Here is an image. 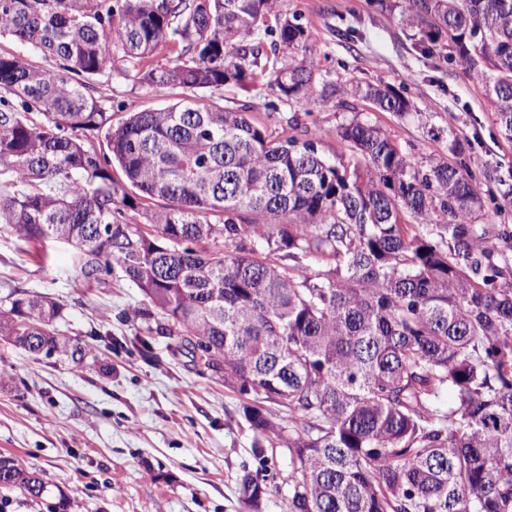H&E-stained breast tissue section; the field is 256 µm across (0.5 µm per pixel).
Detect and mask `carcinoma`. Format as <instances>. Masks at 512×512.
I'll return each instance as SVG.
<instances>
[{
    "label": "carcinoma",
    "mask_w": 512,
    "mask_h": 512,
    "mask_svg": "<svg viewBox=\"0 0 512 512\" xmlns=\"http://www.w3.org/2000/svg\"><path fill=\"white\" fill-rule=\"evenodd\" d=\"M401 21L428 28L430 55L448 43L512 140V0H406ZM273 24L290 50L312 39L278 0H0V37L47 62L0 52V229L37 252L71 246L88 286L118 263L162 314L156 332L252 398L258 459L266 442L287 449L288 512H512V226L478 224L487 199L512 210V184L476 176L470 139L423 167L353 119L338 129L363 159L349 166L304 134L272 136L243 106L187 98L115 125L90 91L119 71L194 94L267 76L290 103L335 94L305 61L269 71L252 36ZM363 99L411 107L389 86ZM256 235L261 251L246 248ZM60 319V304L14 289L0 337L78 364ZM0 484L46 490L8 456ZM240 486L241 507L258 506V477Z\"/></svg>",
    "instance_id": "1"
}]
</instances>
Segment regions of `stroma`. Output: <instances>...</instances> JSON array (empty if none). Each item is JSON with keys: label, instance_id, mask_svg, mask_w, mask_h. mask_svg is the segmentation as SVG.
<instances>
[{"label": "stroma", "instance_id": "stroma-1", "mask_svg": "<svg viewBox=\"0 0 512 512\" xmlns=\"http://www.w3.org/2000/svg\"><path fill=\"white\" fill-rule=\"evenodd\" d=\"M279 5L313 40L290 50L261 29L254 42L282 66L312 61L316 79L339 86L340 94L290 105L264 79L247 91L205 92V102L247 105L275 134L298 117L321 153L351 164L359 156L338 129L356 117L423 165L451 136L467 137L473 172L512 176V141L500 135L482 83L446 54H423L424 31L399 19L402 0ZM369 84L394 87L412 109L397 115L351 95ZM95 95L117 124L129 107L166 108L186 93L116 76L99 79ZM48 251L49 260L37 262L27 243L0 229V297L18 287L57 301L59 329L88 353L77 368L0 339V454L50 488L40 499L0 488V512H239V477L258 466L245 396L194 366L177 338L156 333L161 314L120 267L106 285L89 288L68 245L53 242ZM265 458L267 491L256 512H288V452L269 447Z\"/></svg>", "mask_w": 512, "mask_h": 512}]
</instances>
